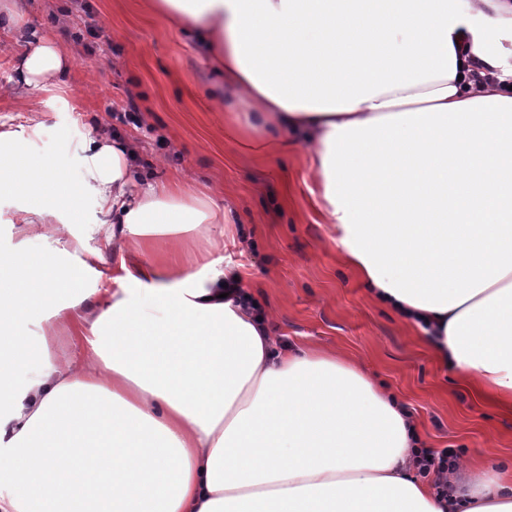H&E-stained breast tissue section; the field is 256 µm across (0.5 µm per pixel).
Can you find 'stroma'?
Here are the masks:
<instances>
[{
  "label": "stroma",
  "instance_id": "1",
  "mask_svg": "<svg viewBox=\"0 0 512 512\" xmlns=\"http://www.w3.org/2000/svg\"><path fill=\"white\" fill-rule=\"evenodd\" d=\"M23 0L25 26L50 33L71 55L68 108L45 116L42 153L78 148L89 134L118 129L138 151L133 191L193 173L197 191L224 195L235 235L219 226L184 233L213 259L240 270L289 346L335 350L395 393L422 425L429 448L503 477L512 458V412L477 396L442 367L422 331L378 306L342 258L339 233L309 192L317 173L303 149L257 154L224 133L208 97L212 76L194 40L148 9V0ZM136 110L140 124L118 115ZM17 200L0 195V250L56 254L54 231L25 240L11 219Z\"/></svg>",
  "mask_w": 512,
  "mask_h": 512
}]
</instances>
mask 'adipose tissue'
<instances>
[{"mask_svg": "<svg viewBox=\"0 0 512 512\" xmlns=\"http://www.w3.org/2000/svg\"><path fill=\"white\" fill-rule=\"evenodd\" d=\"M150 7L194 39L219 107L243 115L238 138L300 137L373 300L472 390L512 399V64L487 45L512 0ZM0 29L24 42L12 90L29 112L0 124V195L27 238L56 225L69 258L46 275L0 251V512H512V482L479 467L437 496L394 394L336 352L282 346L236 269L174 241L229 220L191 178L132 194L127 145L102 135L33 158L73 59L19 7ZM85 197L115 261L110 284L66 301L75 267L102 257L71 230ZM45 316L83 359L29 342Z\"/></svg>", "mask_w": 512, "mask_h": 512, "instance_id": "1", "label": "adipose tissue"}]
</instances>
